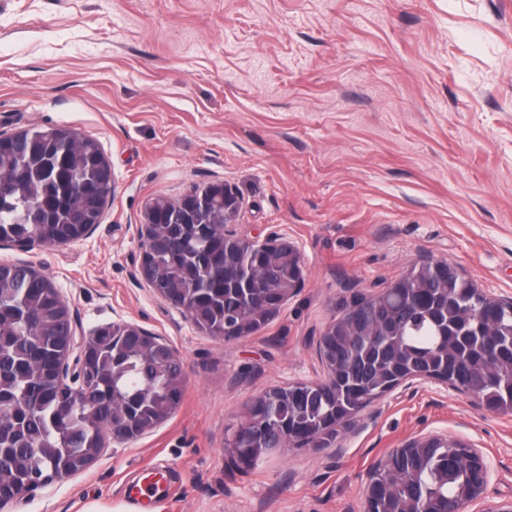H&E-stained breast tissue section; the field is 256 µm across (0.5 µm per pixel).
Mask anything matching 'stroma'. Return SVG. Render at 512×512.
Segmentation results:
<instances>
[{
  "label": "stroma",
  "mask_w": 512,
  "mask_h": 512,
  "mask_svg": "<svg viewBox=\"0 0 512 512\" xmlns=\"http://www.w3.org/2000/svg\"><path fill=\"white\" fill-rule=\"evenodd\" d=\"M96 140L115 195L86 239L0 261L39 266L79 330L127 321L182 356L171 418L1 512H363L376 465L439 434L489 459L484 502L512 498V412L415 380L330 447L238 467L230 425L271 387L324 371L321 331L351 296L422 260L512 297V0H0V133ZM221 181L252 235L284 234L301 287L226 341L140 278L147 202ZM152 485L134 508L129 485Z\"/></svg>",
  "instance_id": "obj_1"
}]
</instances>
